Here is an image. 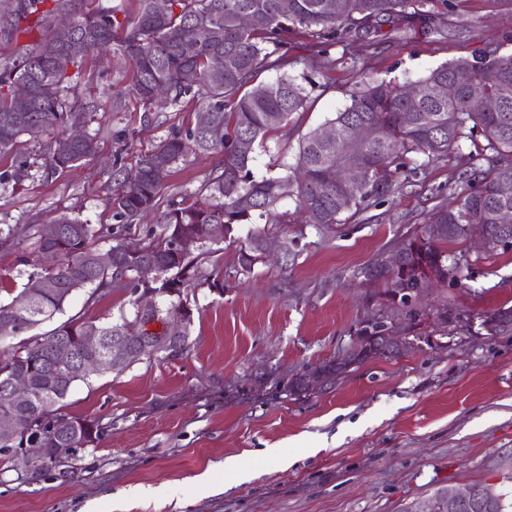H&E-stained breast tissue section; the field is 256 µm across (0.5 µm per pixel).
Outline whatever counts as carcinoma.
Returning a JSON list of instances; mask_svg holds the SVG:
<instances>
[{"mask_svg":"<svg viewBox=\"0 0 512 512\" xmlns=\"http://www.w3.org/2000/svg\"><path fill=\"white\" fill-rule=\"evenodd\" d=\"M85 2L0 0V37L14 44L13 57L0 64V153L11 150L21 137L35 139L49 127L58 129V136L43 158L46 172L69 169L96 152V140L90 135L72 141L63 154L57 151L69 138L73 113L94 107L80 83L72 82V75L80 74L88 59L102 63L118 51L131 61L132 72L128 85L117 90L116 97L131 94L149 110L154 106L155 90L162 88L169 105L187 96L197 99L198 111L208 113L209 122L203 127L196 120L185 132L170 135L139 156L141 180L128 183L123 179L112 189L117 224L96 228L62 213L52 220L61 226L60 236L54 239L45 238L41 228L32 224L18 225L5 236L18 248L35 238L40 251H55L58 261L52 267L36 259L24 261L30 270L25 272L20 295L0 301V344L52 320L79 290L91 289L92 299L112 283L122 282L134 294L140 285L133 268L149 260L159 269L152 289L160 301L151 313H142L133 298L131 317L119 323L97 325L72 316L0 358V385L19 368L33 370L32 399L15 413L20 427L15 446L68 448L91 435L99 437V423L65 415L60 409L77 383L95 373L127 368L125 364L112 367L113 339L143 342L146 355L153 354L155 342L166 358L173 357L172 349L178 356L188 350L190 330L182 332L175 345L169 340L171 310L182 304L183 290L204 285L216 288L220 280L200 279L196 256L175 251L173 245L182 235L198 237L203 246L222 244L235 225L250 224L255 217L279 224L275 207L287 197L295 198L306 223L319 231H333L344 214H356L369 202L388 196L410 154L422 153L437 161L469 141L475 151L464 155L459 179L466 189L457 206L433 207L421 231L397 242L394 249L402 255L397 269L379 270L369 264L360 275L378 287L379 298L388 295L397 282L416 288L420 279L431 274L451 288L461 287L475 278L477 260L466 251L449 254L440 244L467 241L473 224L486 225L494 242L485 255L505 254L512 248V227L505 231L497 220L501 210H512V195L505 197L499 191L502 182H512V55L494 50L473 62L456 60L430 70L420 80L426 85L455 81L461 95L454 99L428 97L411 103L401 85L359 82L350 91L349 103L327 120L341 132L354 124L375 130L359 153L346 154L336 143L322 140L316 127L301 136L292 171L258 180L251 169L255 148L264 146L271 133L287 127L309 98L306 86L286 73L252 86L260 71L283 68L288 31L304 29L327 47L338 42L370 43L380 26L392 23L399 28L415 17L432 20L436 7L450 11L453 0H340L337 11L330 8L333 0H166L162 11L155 8L156 0H137L132 17L120 5L87 12ZM62 14L74 16V33L83 39L76 54H66L55 35V21ZM243 14L250 18L246 25L240 21ZM189 26L207 28L214 38L193 42L184 37ZM188 72L195 74V83L186 82ZM20 81L30 84L34 92L25 112L18 111L14 97V86ZM472 94L483 98L478 112L469 109ZM480 139L484 144H478ZM190 154L220 155L222 161L192 199L172 202L168 209L157 211L173 168ZM338 167L363 172L364 181L357 191L348 192L336 184ZM151 213L157 228L149 229L140 249L127 250L126 225ZM267 233L255 229L248 234V243L237 257L239 273L248 274L257 264V241ZM101 240L109 243L116 256L109 269L92 263ZM46 281L55 287H42ZM475 319L489 328L473 329ZM155 323L161 324L160 330L149 328ZM86 328L96 329L105 338V348L90 372L76 373L63 383L51 373V352L64 339L76 353H82ZM457 330L512 336V307L479 313L458 310L448 322L447 334Z\"/></svg>","mask_w":512,"mask_h":512,"instance_id":"obj_1","label":"carcinoma"}]
</instances>
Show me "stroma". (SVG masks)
I'll use <instances>...</instances> for the list:
<instances>
[{
    "mask_svg": "<svg viewBox=\"0 0 512 512\" xmlns=\"http://www.w3.org/2000/svg\"><path fill=\"white\" fill-rule=\"evenodd\" d=\"M494 49L512 54V0H460L433 22L418 19L399 31L386 25L374 43L326 51L307 34H289L287 72L313 86L305 110L256 150L255 177L285 174L301 136L343 108L356 82H413ZM130 71L119 56L102 67L86 63L81 81L97 103L86 131L98 151L80 165L44 172L53 128L0 154V173H28L22 184L0 183V231L60 213L113 225V173L131 170L141 152L193 124L197 109L187 98L143 122L133 98H112ZM215 164L191 155L176 165L160 208L198 192ZM409 165L385 201L332 233L303 224L295 199L280 201L287 221L270 225L269 238L287 240V265L269 260L238 273L246 224L235 225L222 249H200L199 275L223 277L224 290L188 289L189 350L144 356L123 372L77 384L63 413L102 427L77 476L32 483L13 470L1 474L0 512H399L440 486L497 484L512 474V336H447L441 346L354 367L311 396L288 392L294 375L335 359L359 324L379 314L360 269L420 227L425 210L455 202L459 157L432 162L415 154ZM479 270L464 288L429 289L422 307L447 298L468 312L512 306V252L483 258ZM130 298L125 288L81 290L65 314L116 323L130 314ZM269 448L281 460L268 458ZM230 456L249 479L229 483L221 464Z\"/></svg>",
    "mask_w": 512,
    "mask_h": 512,
    "instance_id": "1",
    "label": "stroma"
}]
</instances>
